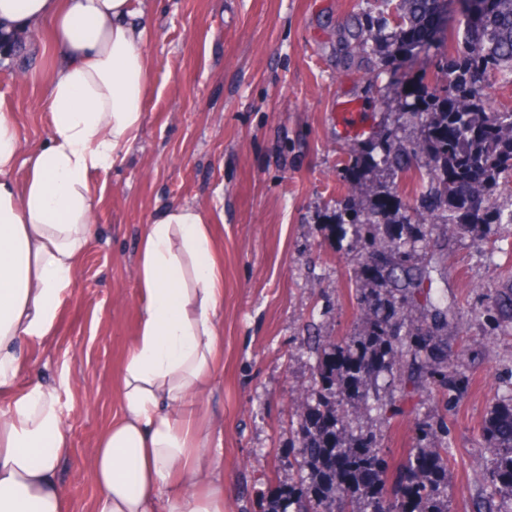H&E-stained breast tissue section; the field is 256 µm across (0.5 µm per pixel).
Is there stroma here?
<instances>
[{"label": "stroma", "instance_id": "1", "mask_svg": "<svg viewBox=\"0 0 512 512\" xmlns=\"http://www.w3.org/2000/svg\"><path fill=\"white\" fill-rule=\"evenodd\" d=\"M384 10L382 0H149L144 123L125 161L92 177L105 190L54 342L24 349L31 377L59 392L70 447L57 480L72 512H89L97 495L96 439L120 405L143 226L174 204L224 214L213 228L224 249V367L203 398L224 423V512H247L262 493L296 480L288 449L295 402L311 382V339L362 327L352 307L358 269L335 220L341 201L363 193L346 179L345 164L367 148V132L385 124L388 93L436 86L432 47L378 83L350 58V16ZM26 50L34 58L28 82L19 59L0 54V110L15 114L29 148L51 135L40 102L55 50L46 34ZM347 99L360 106L362 135L338 123ZM495 243H512V224H490L480 240L459 230L436 234L427 247L438 259L432 293L453 311L448 333L468 338L455 365L470 385L447 415L450 512L489 508L484 425L512 368V337L469 323L467 312L487 283L505 279ZM400 408L357 419L378 434L393 473L417 420L443 413L426 388Z\"/></svg>", "mask_w": 512, "mask_h": 512}]
</instances>
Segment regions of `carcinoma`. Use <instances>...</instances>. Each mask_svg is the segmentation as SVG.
<instances>
[{"label": "carcinoma", "instance_id": "cac0c4a2", "mask_svg": "<svg viewBox=\"0 0 512 512\" xmlns=\"http://www.w3.org/2000/svg\"><path fill=\"white\" fill-rule=\"evenodd\" d=\"M386 2L391 10L376 33L352 43L356 56H371L372 40L392 47L395 58L415 53L419 41L437 34L447 4ZM474 3L463 30L443 38L439 88L397 97L400 117L415 119L414 135H399L403 122L388 124L347 168L365 185V196L345 203L338 220L343 235H351L352 261L372 271L355 288V309L366 326L354 336L314 341L311 384L291 448L298 479L259 498L254 512H448V501L440 497L448 483L445 419L417 423L406 473L389 484L380 438L353 424L350 411L396 413V399L412 397L425 385L442 392L448 410L469 385L450 363L448 313L438 310L429 320L413 313L417 295L431 300V289L424 288L431 278L414 265L417 245L450 225L482 238L485 222L494 218L495 192L512 186V109L498 110L488 97L492 79L512 83V0ZM414 163L422 199L435 204L427 224L419 205L395 203V175ZM382 220L397 227L386 241L374 233ZM469 316L483 324L512 321V272L506 284L486 286V302ZM485 434L491 496L508 504L490 512H512V397L490 411Z\"/></svg>", "mask_w": 512, "mask_h": 512}]
</instances>
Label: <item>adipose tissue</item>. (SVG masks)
I'll return each mask as SVG.
<instances>
[{
  "mask_svg": "<svg viewBox=\"0 0 512 512\" xmlns=\"http://www.w3.org/2000/svg\"><path fill=\"white\" fill-rule=\"evenodd\" d=\"M50 28L58 63L45 144L24 151L0 111V512H71L56 479L69 431L56 387L28 382L23 347L50 343L96 210L90 178L124 160L144 122L151 36L132 0H0V31ZM25 159L24 181L13 177ZM215 213L181 204L143 228L140 304L120 409L96 443L94 512H224L223 432L200 402L224 360V256Z\"/></svg>",
  "mask_w": 512,
  "mask_h": 512,
  "instance_id": "adipose-tissue-1",
  "label": "adipose tissue"
}]
</instances>
